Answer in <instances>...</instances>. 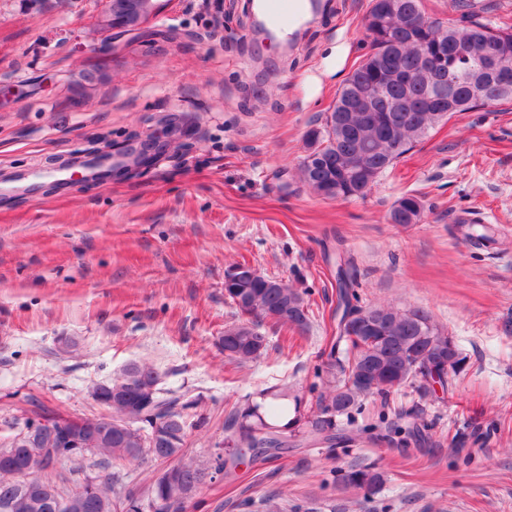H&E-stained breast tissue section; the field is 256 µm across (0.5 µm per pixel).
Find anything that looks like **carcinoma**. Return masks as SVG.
Masks as SVG:
<instances>
[{
	"mask_svg": "<svg viewBox=\"0 0 512 512\" xmlns=\"http://www.w3.org/2000/svg\"><path fill=\"white\" fill-rule=\"evenodd\" d=\"M389 0H371L367 16L386 22L375 34L368 36L370 50L346 82L369 89L383 85L382 92L370 101L369 111L354 115L355 127L343 134L336 132L337 112L330 111L324 123L310 130L314 148L307 154L310 164H301L302 182L315 194L326 199H348L365 195L379 175L392 166L426 135L433 125L447 120L455 112L494 107L512 101V29L493 28L480 22L473 14L443 24L435 19L426 28L415 27L401 17H427L423 0H398V12L380 14ZM446 30V41L440 42L446 54L447 80L427 82L412 74L420 67L418 51L437 42L440 30ZM496 46L500 68L485 56V46ZM424 204L414 195L397 200L389 214L393 224L418 222ZM355 281L345 270L337 280L338 307L342 316L336 321V336L319 355L326 373L338 383L315 398V406H306L294 397L293 408L285 398L262 410V405L250 400L235 408L224 422L225 443L218 446L205 463L199 462L185 446L187 422L184 410L177 409L153 396L150 411L140 410L132 416L134 432L127 436L112 433V443L94 448L88 455H100L98 462L132 464L150 460L159 468L167 465L168 457L178 453L185 461L178 482L201 491L217 477L228 476L244 463L241 449L280 450L292 446L298 438L311 439L315 444L337 445L353 443L356 438L336 433L338 418L350 417L361 410L363 400L377 395L385 400L402 387L419 383L428 388L427 377H438L443 384L448 372L457 371L447 365L448 342L452 337L436 325L429 312L420 307L395 310L382 306L364 307L358 304ZM225 296L235 305L240 320L224 328L219 346L224 357L244 363L262 356L267 337L259 331L265 319L274 324L304 330L308 326V307L295 288H269L265 276L241 278L224 289ZM355 314L372 320L366 331L353 330L343 324L344 316ZM159 374L148 363H131L112 378V387L122 389L129 382L151 385L158 383ZM97 416L58 420L51 411H42L25 420L23 428L52 426L55 430L78 428ZM57 453L56 445L46 442L40 448L4 446L0 449V512H72L67 506L72 494L90 476L75 477L78 470L64 474L51 467L47 459ZM31 459L33 472L47 482L29 495L21 492L14 465ZM347 485L374 495L381 483L378 472L369 466H355L344 471ZM174 490L157 477L149 487L148 503L125 489L113 475L99 480L100 499L86 504L84 512H144L169 497Z\"/></svg>",
	"mask_w": 512,
	"mask_h": 512,
	"instance_id": "obj_1",
	"label": "carcinoma"
}]
</instances>
